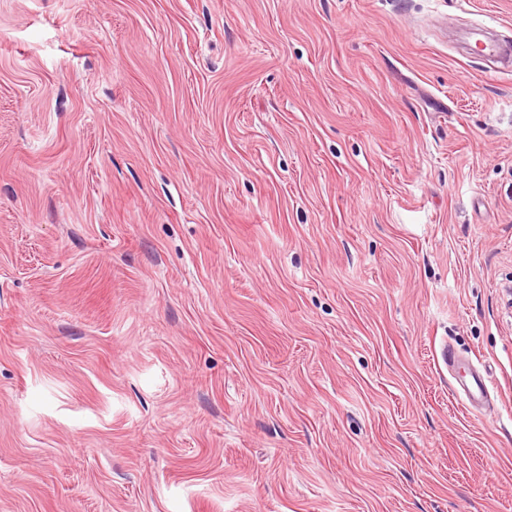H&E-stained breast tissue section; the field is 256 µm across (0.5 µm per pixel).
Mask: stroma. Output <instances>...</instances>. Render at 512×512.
I'll list each match as a JSON object with an SVG mask.
<instances>
[{
	"mask_svg": "<svg viewBox=\"0 0 512 512\" xmlns=\"http://www.w3.org/2000/svg\"><path fill=\"white\" fill-rule=\"evenodd\" d=\"M457 6L0 0V512H512V71L448 40L512 0ZM441 359L457 382L456 393L463 404L473 410L483 407L490 398L491 380L488 373L472 359L463 360L447 345L441 349Z\"/></svg>",
	"mask_w": 512,
	"mask_h": 512,
	"instance_id": "35a3bbf8",
	"label": "stroma"
}]
</instances>
